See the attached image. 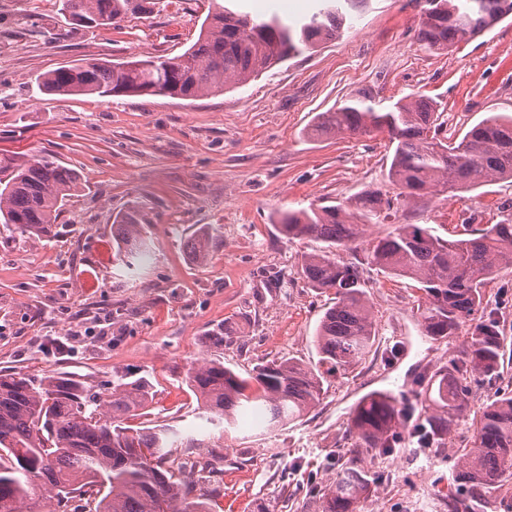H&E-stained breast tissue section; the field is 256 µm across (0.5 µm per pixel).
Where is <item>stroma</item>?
Returning a JSON list of instances; mask_svg holds the SVG:
<instances>
[{
	"mask_svg": "<svg viewBox=\"0 0 512 512\" xmlns=\"http://www.w3.org/2000/svg\"><path fill=\"white\" fill-rule=\"evenodd\" d=\"M208 0H149L145 12L108 27H78L61 0H0V154L49 152L83 177L56 224L38 237L0 225V369L34 378L64 372L95 392L146 378L152 403L130 427L208 426L185 383L192 361L220 354L247 375L283 357L315 359L314 335L333 293L300 276L319 242L291 240L274 220L285 210L339 201L365 188L392 197L386 134L316 138L314 118L362 92L380 105L423 95L438 102L448 137L490 112L512 114V18L451 51L417 42L415 0H369L339 38L291 57L250 83L184 100L159 95L50 96L37 74L127 57H172L194 43ZM137 209L150 245L125 266L112 247L118 214ZM512 218V181L395 205L369 233L424 224L448 239L465 221ZM211 239L206 262L186 245ZM367 295L380 350L345 376L329 377L320 404L275 432L250 415L208 448H176L210 465L198 485L213 512H318L311 490L336 473L357 402L393 392L406 425L421 412V379L447 364L465 334L433 340L417 322L414 287L368 268ZM233 328L221 349L208 334ZM468 424L438 457L396 451L361 512H446L448 457L462 453Z\"/></svg>",
	"mask_w": 512,
	"mask_h": 512,
	"instance_id": "stroma-1",
	"label": "stroma"
}]
</instances>
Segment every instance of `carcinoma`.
I'll use <instances>...</instances> for the list:
<instances>
[{
  "instance_id": "cac0c4a2",
  "label": "carcinoma",
  "mask_w": 512,
  "mask_h": 512,
  "mask_svg": "<svg viewBox=\"0 0 512 512\" xmlns=\"http://www.w3.org/2000/svg\"><path fill=\"white\" fill-rule=\"evenodd\" d=\"M235 2L211 0L197 41L176 57L61 66L38 74L36 84L46 95L199 98L246 84L291 55L335 38L347 9L365 0H334L292 24L276 15L252 17L236 10ZM62 8L75 24L97 27L112 25L141 4L62 0ZM508 17L512 0H437L436 11L420 22L418 40L429 51H446ZM439 119L437 102L423 95L382 108L365 93L317 115L316 135L387 134L394 145L388 179L397 189L393 198L363 189L334 204L288 210L277 218L287 238L323 243L304 255L300 266L310 287L335 294L314 336L317 362L284 357L257 366L246 380L213 357L192 362L186 380L205 421L220 433L236 427L237 413L248 409L270 430L294 422L319 404L326 377L358 366L376 351L364 266L410 279L421 292V334L438 340L464 328L467 344L417 393L425 405L409 436L436 452L459 423L471 422L448 512H498L492 492L512 481V389L497 391L476 411L470 395L471 384L496 380L507 348L504 328L486 312L484 298L485 286L512 269V221L448 240L425 224H396L385 236L367 239L368 229L396 199L512 180V115L493 112L458 142L448 139ZM81 185L77 170L50 155L0 154V224L39 236ZM112 228L119 253L135 260L147 252L137 210L124 212ZM187 247L203 261L211 238L198 235ZM339 250L354 254V260L338 259ZM151 400L142 378L92 393L63 375L32 380L0 370V512H19L23 500L31 501L28 512H66L70 500L86 495L87 486L95 490L89 512H212L207 500L193 495L198 480L186 473L194 465L170 458L179 446L208 447L206 437L172 426H125L124 420ZM402 428L396 397L371 394L358 402L345 429L344 463L319 494L321 512H359L380 477L371 463L395 452Z\"/></svg>"
}]
</instances>
